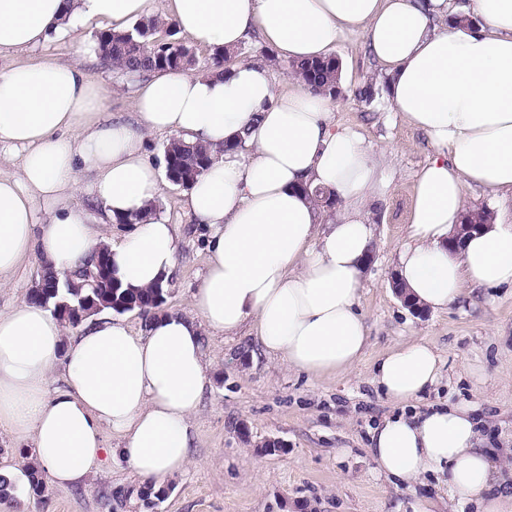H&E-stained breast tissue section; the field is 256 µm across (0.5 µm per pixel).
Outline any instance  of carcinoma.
<instances>
[{
    "label": "carcinoma",
    "instance_id": "1",
    "mask_svg": "<svg viewBox=\"0 0 512 512\" xmlns=\"http://www.w3.org/2000/svg\"><path fill=\"white\" fill-rule=\"evenodd\" d=\"M175 24L152 18L141 21L124 33L103 31L96 35L98 50L112 68L122 74L146 75L151 72L195 69L198 60L187 46L173 41L155 38L161 29H172ZM238 50L217 48L212 51L205 64V70L227 74L235 64ZM291 73L301 77L317 94L334 100L341 93L339 84V60L329 55L315 60H301L289 64ZM165 167L175 172L183 181L185 188H190L196 179L212 164L210 149L199 143L172 138L164 147ZM304 193L311 198L318 208H332L336 204V194L328 189L316 187L304 188ZM106 277L109 287L101 289L106 308L116 312L139 311L144 318L155 313L156 308L165 302L168 289L159 286L150 288H125L115 276L109 254H104ZM27 492L32 497H40L45 492V483L40 467L36 464L27 468Z\"/></svg>",
    "mask_w": 512,
    "mask_h": 512
}]
</instances>
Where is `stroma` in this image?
<instances>
[{
  "instance_id": "1",
  "label": "stroma",
  "mask_w": 512,
  "mask_h": 512,
  "mask_svg": "<svg viewBox=\"0 0 512 512\" xmlns=\"http://www.w3.org/2000/svg\"><path fill=\"white\" fill-rule=\"evenodd\" d=\"M105 29L102 23L68 29L43 46L0 56V65L81 62L102 88L104 110L128 115L138 81L96 53L95 37ZM333 53L341 64L336 119L363 136L390 183L372 206L377 247L358 300L370 346L352 369L310 377L261 353L249 334L205 336L210 384L192 418V459L169 479V494L153 512H415L426 500L445 512L447 495L433 475L410 487L394 485L375 472L368 453L372 429L400 411L373 385L375 365L414 341L435 346L444 373L441 385L419 400V410L476 404L490 421L486 448L499 452L512 436V288L481 289L448 310L420 315L400 303L391 283L406 238L411 183L433 149L384 96L369 103L355 99L360 84L384 85L364 35H344ZM185 198V189L164 184L156 212L178 227V267L166 306L190 314L206 252ZM269 440L280 441L281 449L260 453ZM140 487L129 469L107 459L86 485L50 483L38 500L21 488L9 505L14 512H145Z\"/></svg>"
}]
</instances>
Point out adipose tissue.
<instances>
[{"label": "adipose tissue", "mask_w": 512, "mask_h": 512, "mask_svg": "<svg viewBox=\"0 0 512 512\" xmlns=\"http://www.w3.org/2000/svg\"><path fill=\"white\" fill-rule=\"evenodd\" d=\"M153 9L154 0H0V54L69 25L123 32ZM166 10L198 45L233 49L255 35L290 60L326 56L343 35L363 33L393 109L434 149L411 188L396 268L405 294L445 310L476 289L512 287V223L491 220L448 248L466 188L512 196V0H166ZM132 116L105 112L78 64L0 67V145L24 152L19 176H0V283L24 259L73 272L104 246L123 286L168 285L177 227L149 212L161 183L145 134L178 133L215 151L185 200L206 247L195 316L159 312L137 334L106 309L68 335L49 308L0 311V424L31 442L62 487L85 484L106 452L157 488L186 467L208 382L204 335L253 327L267 355L313 377L352 368L369 346L358 297L375 243L369 206L386 185L329 99L299 81L275 94L267 65L250 61L225 75H149ZM87 172L103 211L96 224L70 203ZM305 185L335 189L334 222L321 224ZM131 214L114 240L115 217ZM441 379L434 347L414 342L383 356L372 382L405 406ZM477 412L447 403L384 419L369 447L376 472L406 485L435 475L454 512H512Z\"/></svg>", "instance_id": "ef3b65f1"}]
</instances>
